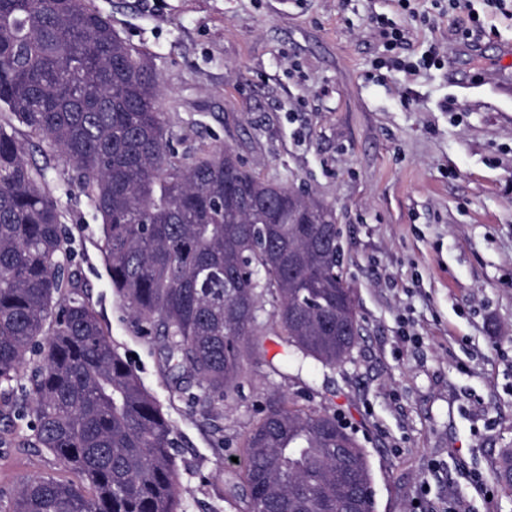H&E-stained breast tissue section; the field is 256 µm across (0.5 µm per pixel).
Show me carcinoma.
<instances>
[{"mask_svg": "<svg viewBox=\"0 0 512 512\" xmlns=\"http://www.w3.org/2000/svg\"><path fill=\"white\" fill-rule=\"evenodd\" d=\"M159 79L88 0H0V105L78 169L112 289L176 388L218 403L262 345L269 294L289 356L334 370L361 337L332 208L243 168L182 163ZM12 122L0 123V385L29 354L35 445L74 480L25 479L13 512H181L174 429L79 289L69 237ZM242 512H375L367 457L326 410L278 398L240 443Z\"/></svg>", "mask_w": 512, "mask_h": 512, "instance_id": "carcinoma-1", "label": "carcinoma"}]
</instances>
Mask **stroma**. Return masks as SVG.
<instances>
[{"instance_id":"obj_1","label":"stroma","mask_w":512,"mask_h":512,"mask_svg":"<svg viewBox=\"0 0 512 512\" xmlns=\"http://www.w3.org/2000/svg\"><path fill=\"white\" fill-rule=\"evenodd\" d=\"M158 74L179 159L231 149L261 178L334 209L361 339L333 370L288 362L269 325L240 386L206 407L176 393L154 337L113 292L102 220L74 164L23 125L69 229V269L175 430L183 512H237L239 445L272 393L336 413L372 473L376 512H512V8L472 0H89ZM477 20L467 40L457 25ZM404 30L389 47L380 25ZM442 56L426 67L430 48ZM410 69L397 67V60ZM28 358L0 403V512L29 476Z\"/></svg>"}]
</instances>
